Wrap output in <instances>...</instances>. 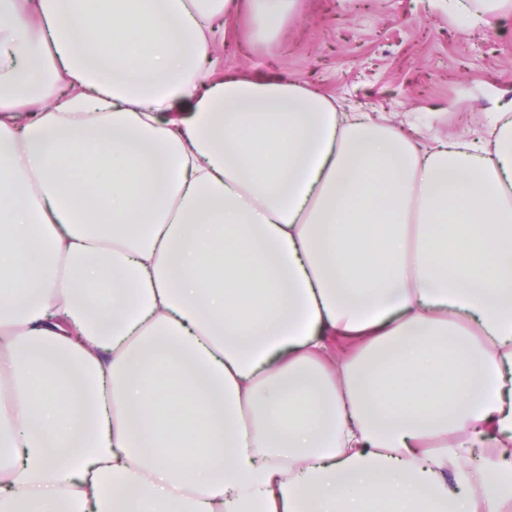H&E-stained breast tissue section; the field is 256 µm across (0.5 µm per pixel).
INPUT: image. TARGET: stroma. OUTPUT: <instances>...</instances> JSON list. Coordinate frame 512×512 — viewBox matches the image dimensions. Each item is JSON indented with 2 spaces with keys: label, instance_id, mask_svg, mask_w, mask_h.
Instances as JSON below:
<instances>
[{
  "label": "stroma",
  "instance_id": "stroma-1",
  "mask_svg": "<svg viewBox=\"0 0 512 512\" xmlns=\"http://www.w3.org/2000/svg\"><path fill=\"white\" fill-rule=\"evenodd\" d=\"M448 2L301 0L269 40L235 17L224 23V65L310 84L418 122L426 136H467L512 100V15L481 29Z\"/></svg>",
  "mask_w": 512,
  "mask_h": 512
}]
</instances>
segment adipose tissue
<instances>
[{
  "label": "adipose tissue",
  "instance_id": "ef3b65f1",
  "mask_svg": "<svg viewBox=\"0 0 512 512\" xmlns=\"http://www.w3.org/2000/svg\"><path fill=\"white\" fill-rule=\"evenodd\" d=\"M298 2L0 0V512H512V102L221 71Z\"/></svg>",
  "mask_w": 512,
  "mask_h": 512
}]
</instances>
